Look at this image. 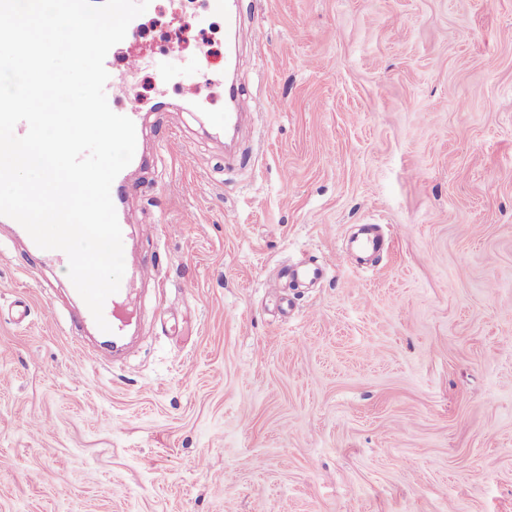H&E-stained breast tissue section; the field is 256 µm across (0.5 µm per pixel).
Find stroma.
<instances>
[{
    "label": "stroma",
    "instance_id": "1",
    "mask_svg": "<svg viewBox=\"0 0 512 512\" xmlns=\"http://www.w3.org/2000/svg\"><path fill=\"white\" fill-rule=\"evenodd\" d=\"M175 41L209 50L195 112ZM225 41L209 0H152L130 45L127 264L159 282L126 361L0 223V512H512V0H238L232 155L199 118ZM300 262L327 273L281 287Z\"/></svg>",
    "mask_w": 512,
    "mask_h": 512
}]
</instances>
